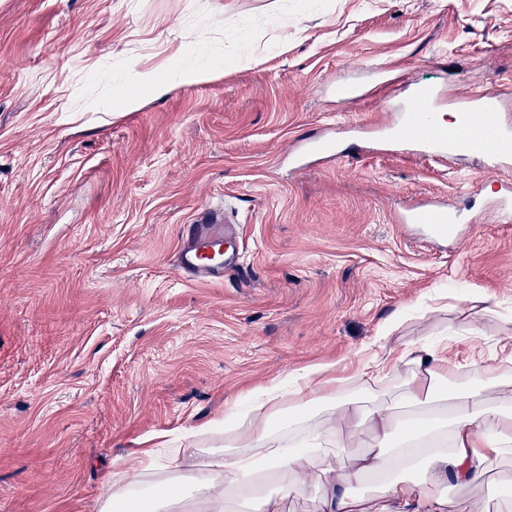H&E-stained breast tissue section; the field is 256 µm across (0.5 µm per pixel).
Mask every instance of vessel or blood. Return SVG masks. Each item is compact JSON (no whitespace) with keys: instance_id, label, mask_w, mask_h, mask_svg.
Segmentation results:
<instances>
[{"instance_id":"obj_1","label":"vessel or blood","mask_w":512,"mask_h":512,"mask_svg":"<svg viewBox=\"0 0 512 512\" xmlns=\"http://www.w3.org/2000/svg\"><path fill=\"white\" fill-rule=\"evenodd\" d=\"M496 96L479 93L477 98L462 101L464 125L444 128L437 124L432 112L416 113L413 125L392 131L354 124L353 129L377 144L401 147L403 152L447 164L462 155L484 156L480 138L494 141L496 150L491 160L493 168L512 167V126L505 124L494 110ZM337 142L331 132H323L313 141L293 142L286 152L290 167L303 169L313 157L334 153ZM457 219L456 212L442 202L417 203L406 208L400 221L404 224L426 225L432 237L450 234ZM237 229L229 212L203 207L198 209L191 224L185 229L179 250V272L183 277L202 280H220L232 263L227 257L226 245Z\"/></svg>"}]
</instances>
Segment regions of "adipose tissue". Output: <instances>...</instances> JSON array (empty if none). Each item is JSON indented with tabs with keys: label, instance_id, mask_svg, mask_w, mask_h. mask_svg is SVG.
<instances>
[{
	"label": "adipose tissue",
	"instance_id": "1",
	"mask_svg": "<svg viewBox=\"0 0 512 512\" xmlns=\"http://www.w3.org/2000/svg\"><path fill=\"white\" fill-rule=\"evenodd\" d=\"M501 363L481 352L464 357L417 341L395 351L379 347L357 368L365 391H343L329 364L314 365L249 392L247 424L235 427L224 448L191 462L165 435L137 455L132 469L112 476V492L98 512H123L132 486L144 487L149 512H224L226 501L245 498L252 512H281V481L316 501L317 512H461L449 489L479 496L495 487L512 504V340L499 342ZM407 376L398 404L374 386L399 370ZM459 381L451 394L444 382ZM291 403L288 422L278 407ZM335 444L346 464L325 452ZM374 483L367 498L350 494Z\"/></svg>",
	"mask_w": 512,
	"mask_h": 512
}]
</instances>
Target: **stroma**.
<instances>
[{
	"instance_id": "1",
	"label": "stroma",
	"mask_w": 512,
	"mask_h": 512,
	"mask_svg": "<svg viewBox=\"0 0 512 512\" xmlns=\"http://www.w3.org/2000/svg\"><path fill=\"white\" fill-rule=\"evenodd\" d=\"M188 59L223 74L172 83ZM350 80L364 98L337 96ZM418 87L499 94L512 123V0H0V512H97L142 437L223 445L186 431L289 372L350 375L384 336L495 355L493 175L348 133L344 157L280 160L345 117L400 126ZM427 200L471 214L457 248L402 230ZM209 204L236 213L242 268L189 281L182 227Z\"/></svg>"
}]
</instances>
